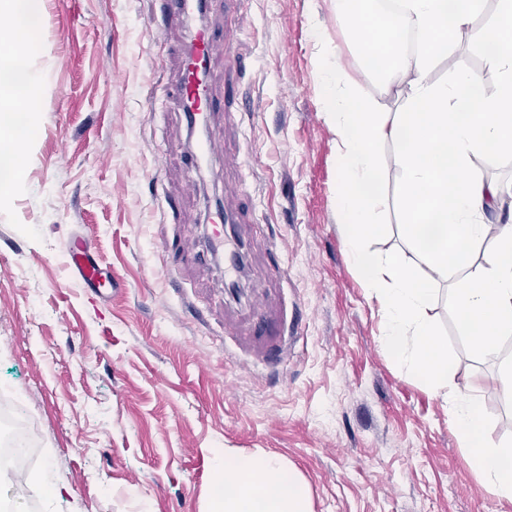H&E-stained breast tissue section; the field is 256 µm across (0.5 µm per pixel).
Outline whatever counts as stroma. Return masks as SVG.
<instances>
[{
    "label": "stroma",
    "instance_id": "35a3bbf8",
    "mask_svg": "<svg viewBox=\"0 0 512 512\" xmlns=\"http://www.w3.org/2000/svg\"><path fill=\"white\" fill-rule=\"evenodd\" d=\"M240 11L244 69L219 39L209 72L238 102L210 114L216 148L195 170L172 88L193 31L223 30L224 0L158 37L154 0H42L29 57L40 112L18 180L0 189V389L35 422L65 491L10 486L0 500L14 512H209L226 448L279 457L312 512H512L470 469L441 395L385 346L380 304L344 248L319 72L361 69L334 0ZM378 153L384 231L366 248L409 258L396 147ZM216 203L238 219L236 296L203 255ZM76 237L112 273L102 295L67 268ZM459 279L449 272L430 310L449 385L471 386L491 439L512 442L497 384L512 335L489 355L461 335Z\"/></svg>",
    "mask_w": 512,
    "mask_h": 512
}]
</instances>
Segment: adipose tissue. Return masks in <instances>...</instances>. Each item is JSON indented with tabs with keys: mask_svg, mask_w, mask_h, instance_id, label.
Listing matches in <instances>:
<instances>
[{
	"mask_svg": "<svg viewBox=\"0 0 512 512\" xmlns=\"http://www.w3.org/2000/svg\"><path fill=\"white\" fill-rule=\"evenodd\" d=\"M376 21L386 50L364 54L361 69L380 84L408 87L400 116L384 117L359 80L343 69L321 75L326 122L339 143L344 246L365 288L381 303L383 340L395 360L445 391L448 417L471 469L492 492L512 498V448L487 440V420L470 388H449L447 347L429 314L437 283L453 269L463 277L452 306L464 335L487 353L496 350L500 337L512 335V224L485 221L487 207L512 199V185L485 177L472 162L480 152L512 155V0H403L399 16L385 13ZM461 33L481 49L497 78L496 93H486L480 76L461 66L450 80H433V70L452 57ZM7 39L14 49L0 54V98L15 107L0 113V126L12 129L0 141V160L13 176L22 168L27 130L36 124L41 84L24 61L36 43L31 30L19 21ZM19 112L26 127L15 124ZM387 142L398 147L404 232L425 264L420 274L405 257L377 256L365 248L380 231L374 218L385 196L377 148ZM479 250L484 257L477 263L473 256ZM210 499V512H310L306 484L263 452L215 455Z\"/></svg>",
	"mask_w": 512,
	"mask_h": 512,
	"instance_id": "adipose-tissue-1",
	"label": "adipose tissue"
}]
</instances>
